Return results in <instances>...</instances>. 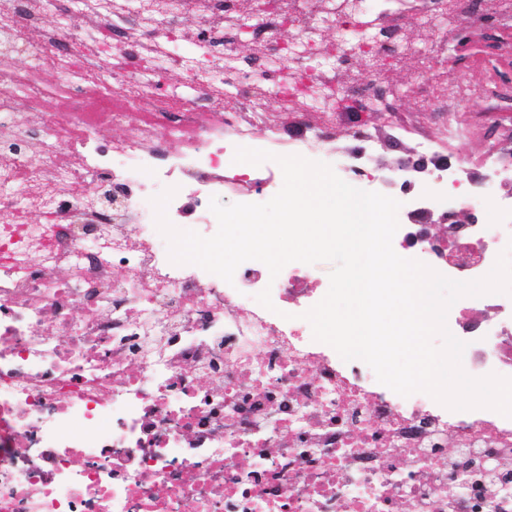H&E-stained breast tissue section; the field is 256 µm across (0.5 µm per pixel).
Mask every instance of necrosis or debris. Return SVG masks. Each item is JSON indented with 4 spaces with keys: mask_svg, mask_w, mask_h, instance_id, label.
Here are the masks:
<instances>
[{
    "mask_svg": "<svg viewBox=\"0 0 512 512\" xmlns=\"http://www.w3.org/2000/svg\"><path fill=\"white\" fill-rule=\"evenodd\" d=\"M276 2L255 27L239 0H80L75 10L59 0L60 19L47 27L43 0H0V512H400L406 502L414 512H512V469L494 479L507 491L489 504L493 479L481 467L491 453L512 457V418L401 396L365 362L329 353L302 318L322 297L306 267L274 277L250 260L228 283L171 263L149 206L176 187L168 215L192 216L197 233L214 235L211 197L259 203L276 191L274 169L224 165L254 121L275 124L270 89L308 125L269 152L328 148L348 105L397 111L379 63L409 52L408 30L444 28L417 56L426 72L463 32L512 44V0H409L403 12L387 0ZM187 13L203 15L204 41L182 55L176 32ZM247 26L258 51L243 58L234 46ZM327 27L339 33L331 46ZM22 30L50 58L46 72L66 92L57 104L16 68ZM361 53L378 63L366 81L338 69ZM131 56L146 73L184 71L195 98L144 84L121 100ZM466 61V77L448 68L422 87L420 111L451 128L476 99L512 112V55ZM22 90L49 123L18 121ZM228 91L241 111L225 112ZM116 122L128 124L126 140L98 138ZM481 165L509 190L499 218L444 250L420 240L422 225H400L398 255L455 280L491 271L512 241V158L490 152ZM105 191L120 209L101 204ZM32 211L43 223L29 222ZM266 288L289 318L256 301ZM476 307L495 316L479 335L460 321ZM447 327L471 350L467 374L512 377V296L461 298Z\"/></svg>",
    "mask_w": 512,
    "mask_h": 512,
    "instance_id": "necrosis-or-debris-1",
    "label": "necrosis or debris"
}]
</instances>
